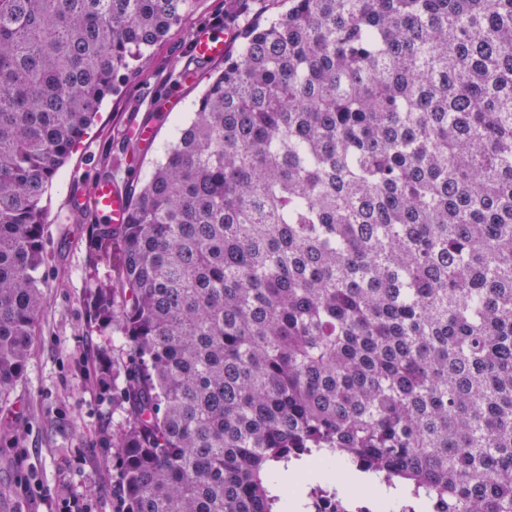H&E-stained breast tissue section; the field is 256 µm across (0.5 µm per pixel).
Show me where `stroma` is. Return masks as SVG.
<instances>
[{
    "instance_id": "obj_1",
    "label": "stroma",
    "mask_w": 512,
    "mask_h": 512,
    "mask_svg": "<svg viewBox=\"0 0 512 512\" xmlns=\"http://www.w3.org/2000/svg\"><path fill=\"white\" fill-rule=\"evenodd\" d=\"M224 0H198L181 25L151 51L148 68L124 72L48 192L44 227L47 297L38 317L24 378L0 403V512H67L75 499L87 512H116L112 434L119 422L112 392L99 382L122 337L91 319L90 288L109 268L92 256L85 224L73 222L71 200L102 171L118 185L142 183L177 128L191 117L204 87L190 53L191 35L210 27ZM156 130L139 164L125 140L140 124Z\"/></svg>"
}]
</instances>
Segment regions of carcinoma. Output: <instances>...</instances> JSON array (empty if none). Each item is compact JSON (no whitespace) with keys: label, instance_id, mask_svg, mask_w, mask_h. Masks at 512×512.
Segmentation results:
<instances>
[{"label":"carcinoma","instance_id":"cac0c4a2","mask_svg":"<svg viewBox=\"0 0 512 512\" xmlns=\"http://www.w3.org/2000/svg\"><path fill=\"white\" fill-rule=\"evenodd\" d=\"M196 0H0V401L46 296V196ZM87 298L122 333L121 512H283L345 458L512 512V0H288L241 31Z\"/></svg>","mask_w":512,"mask_h":512}]
</instances>
